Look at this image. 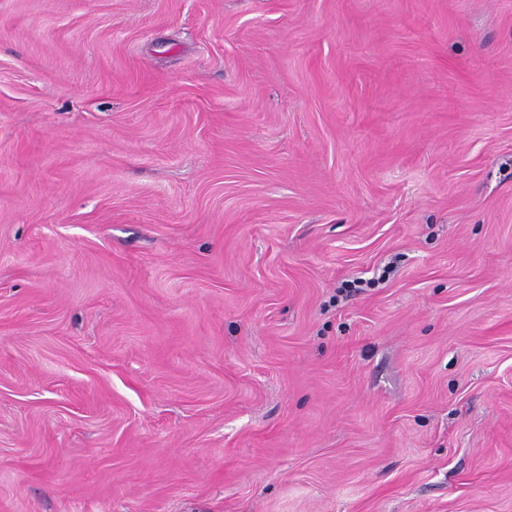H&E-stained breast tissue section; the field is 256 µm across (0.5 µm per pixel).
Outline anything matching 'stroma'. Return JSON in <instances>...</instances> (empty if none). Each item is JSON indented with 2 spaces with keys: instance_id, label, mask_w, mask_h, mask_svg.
I'll return each instance as SVG.
<instances>
[{
  "instance_id": "obj_1",
  "label": "stroma",
  "mask_w": 512,
  "mask_h": 512,
  "mask_svg": "<svg viewBox=\"0 0 512 512\" xmlns=\"http://www.w3.org/2000/svg\"><path fill=\"white\" fill-rule=\"evenodd\" d=\"M0 512H512V0H0Z\"/></svg>"
}]
</instances>
